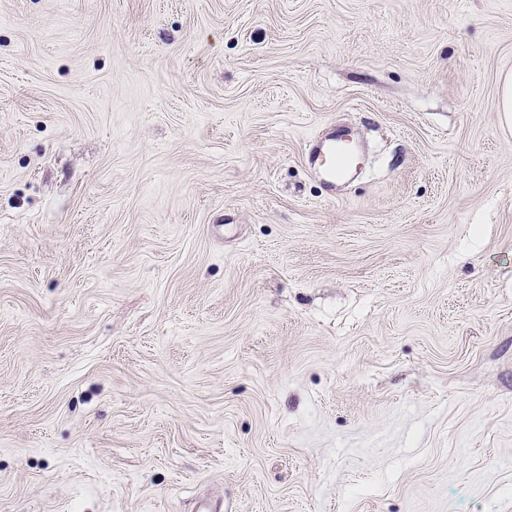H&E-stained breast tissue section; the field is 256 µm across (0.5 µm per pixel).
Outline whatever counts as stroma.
I'll use <instances>...</instances> for the list:
<instances>
[{
	"instance_id": "stroma-1",
	"label": "stroma",
	"mask_w": 512,
	"mask_h": 512,
	"mask_svg": "<svg viewBox=\"0 0 512 512\" xmlns=\"http://www.w3.org/2000/svg\"><path fill=\"white\" fill-rule=\"evenodd\" d=\"M511 71L512 0H0V512H512ZM344 130L326 136L319 132L311 139L305 156L308 166L317 171L330 186L347 176L360 163L358 155L352 151L350 133Z\"/></svg>"
}]
</instances>
